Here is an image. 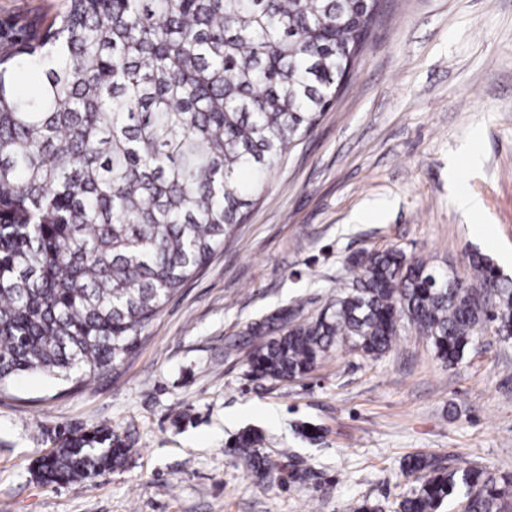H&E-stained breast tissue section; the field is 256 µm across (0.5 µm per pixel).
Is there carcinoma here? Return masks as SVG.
Segmentation results:
<instances>
[{
    "mask_svg": "<svg viewBox=\"0 0 512 512\" xmlns=\"http://www.w3.org/2000/svg\"><path fill=\"white\" fill-rule=\"evenodd\" d=\"M377 0H69L0 22V388L25 372L84 380L129 358L145 327L246 217L268 173L310 134L370 32ZM35 80L32 95L21 80ZM478 308L463 279L402 249L365 250L317 317L300 304L249 326L253 375L294 380L335 347L388 351L405 320L450 365L478 329L512 336V280ZM36 477L77 483L122 465L109 427L61 428ZM235 440L256 473L280 463ZM399 512H503L512 476L415 455Z\"/></svg>",
    "mask_w": 512,
    "mask_h": 512,
    "instance_id": "1",
    "label": "carcinoma"
}]
</instances>
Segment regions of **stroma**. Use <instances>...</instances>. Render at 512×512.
Masks as SVG:
<instances>
[{"label": "stroma", "mask_w": 512, "mask_h": 512, "mask_svg": "<svg viewBox=\"0 0 512 512\" xmlns=\"http://www.w3.org/2000/svg\"><path fill=\"white\" fill-rule=\"evenodd\" d=\"M390 246L461 276L477 250L512 277V0H378L331 107L135 354L79 384L26 373L0 390V512H396L413 453L512 474V339L494 326L454 366L405 324L379 358L341 347L302 379L252 375L250 323L295 303L316 316L350 256ZM61 427L134 449L46 486L35 461ZM246 429L280 470L256 476L234 453Z\"/></svg>", "instance_id": "stroma-1"}]
</instances>
